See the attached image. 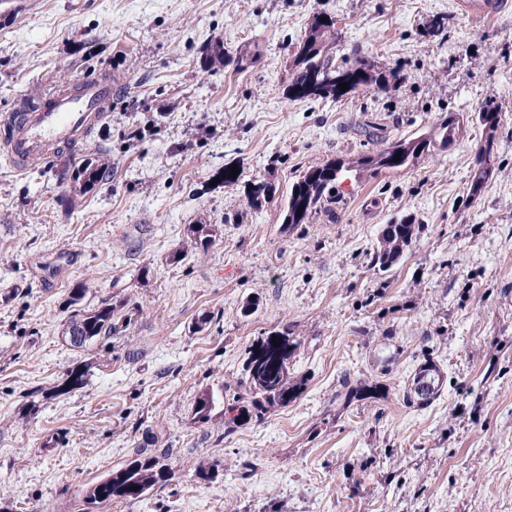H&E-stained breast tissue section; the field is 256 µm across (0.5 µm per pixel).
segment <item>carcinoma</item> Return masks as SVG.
<instances>
[{"label":"carcinoma","instance_id":"cac0c4a2","mask_svg":"<svg viewBox=\"0 0 512 512\" xmlns=\"http://www.w3.org/2000/svg\"><path fill=\"white\" fill-rule=\"evenodd\" d=\"M323 15L313 17L308 30L293 47L288 57L285 92L290 98L297 99H340L357 91H386L391 84L400 80L399 71L380 70L373 63L360 57L355 63L344 66L336 63V45L341 33L336 29V20L329 16L321 21ZM203 67L215 65L232 66L239 71L260 59V51H241L233 56L224 51V44L216 41L202 52ZM363 72L360 79L349 84V90L343 92L327 78L340 72ZM476 121L483 127L486 137L476 154L477 169L469 188V198L479 195L489 179L497 154L495 131L498 127V111L488 105L477 113ZM460 126V119L453 113L443 117L436 131L420 135L413 139H397L375 154L364 155L357 161V167L375 174L383 170L407 169L415 165L431 149L440 145L446 147L454 141ZM342 169L341 162L330 160L308 166L291 185L283 208L284 229H293L307 224L313 215L332 211L336 203V181ZM109 167L85 159L73 167V181L79 189L88 192L104 180ZM276 194L275 186L270 182L254 181L247 191L249 205L260 207L268 203ZM422 225L415 223L409 216L391 220L380 232V247L374 253V265L378 270L386 271L395 265L404 251L421 232ZM196 244L208 249L213 242L215 230L208 224L192 227ZM86 294V285L78 284L69 293L67 307L74 308L69 322L70 341L73 346L81 347L85 343L119 333L126 323L113 320L112 305H100L95 309L80 310L79 304ZM293 343L290 342L288 328L284 327L267 336H261L249 347L244 362L245 394L240 395L226 405L223 414L228 416L227 425L234 427L246 422L248 418L261 419L265 413L276 406L286 407L294 402L304 390V380L295 376L289 364ZM84 374L73 370L68 381L54 387V394L64 395L83 384ZM440 369L437 365L425 362L408 381L409 390L406 400H419L427 405L439 396L442 387ZM224 389L214 392L210 389L201 393L195 406V418L206 422L211 413L224 402ZM379 394V387L357 380L348 387V398H371ZM172 469L156 456H145L135 452L122 467L110 471L105 477L86 490L83 497L82 512H93L99 505L115 500L132 501L148 495L157 487L168 484Z\"/></svg>","mask_w":512,"mask_h":512}]
</instances>
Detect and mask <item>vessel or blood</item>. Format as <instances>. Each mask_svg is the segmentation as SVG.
Returning <instances> with one entry per match:
<instances>
[{
    "instance_id": "vessel-or-blood-1",
    "label": "vessel or blood",
    "mask_w": 512,
    "mask_h": 512,
    "mask_svg": "<svg viewBox=\"0 0 512 512\" xmlns=\"http://www.w3.org/2000/svg\"><path fill=\"white\" fill-rule=\"evenodd\" d=\"M505 0H455L457 8L475 18L495 17ZM112 103V83L81 78L44 94L38 105L0 117V147L17 168L34 159L77 144L101 121Z\"/></svg>"
}]
</instances>
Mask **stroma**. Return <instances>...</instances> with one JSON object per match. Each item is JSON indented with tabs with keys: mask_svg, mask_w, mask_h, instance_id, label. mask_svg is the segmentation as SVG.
<instances>
[{
	"mask_svg": "<svg viewBox=\"0 0 512 512\" xmlns=\"http://www.w3.org/2000/svg\"><path fill=\"white\" fill-rule=\"evenodd\" d=\"M319 13L341 33L337 60L402 66L398 84L286 96L285 61ZM435 16L447 40L428 34ZM217 40L261 58L202 68ZM102 75L112 109L78 149L21 170L0 157V512H80L139 450L168 458L169 484L96 512H512V6L480 20L454 0H0V114ZM488 104L499 159L472 199ZM448 112L459 138L414 169L357 167ZM89 157L110 176L83 193L66 173ZM333 159L334 213L284 230L291 184ZM255 179L276 187L260 208L245 198ZM401 214L423 232L377 271ZM80 282L82 308L112 303L129 324L78 349L65 299ZM284 327L302 394L231 430L198 422V396L232 399L248 347ZM428 360L441 394L407 402ZM75 368L83 385L48 397ZM359 379L385 397L347 401ZM203 466L217 478L198 479Z\"/></svg>",
	"mask_w": 512,
	"mask_h": 512,
	"instance_id": "35a3bbf8",
	"label": "stroma"
}]
</instances>
